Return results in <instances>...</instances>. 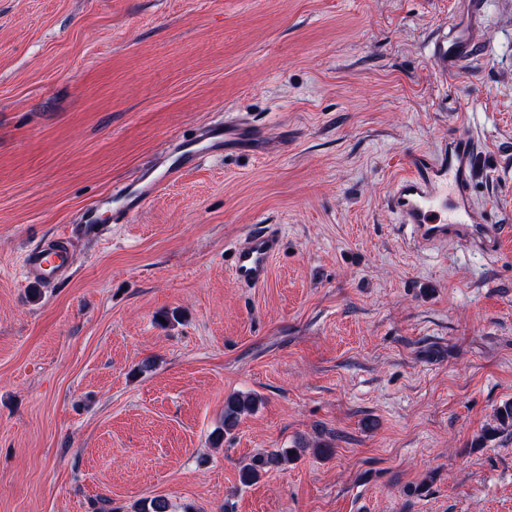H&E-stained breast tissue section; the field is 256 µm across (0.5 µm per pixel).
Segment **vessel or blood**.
I'll return each instance as SVG.
<instances>
[{
    "label": "vessel or blood",
    "mask_w": 512,
    "mask_h": 512,
    "mask_svg": "<svg viewBox=\"0 0 512 512\" xmlns=\"http://www.w3.org/2000/svg\"><path fill=\"white\" fill-rule=\"evenodd\" d=\"M470 22L451 24L431 45V61L440 74L461 71L482 53L479 28L475 22L483 0H467ZM250 123L230 118L200 127L193 140H170L159 159L143 167L122 185L121 199L112 210V220L125 222L140 211L157 193L205 157L224 153L228 143L252 135ZM480 142L474 130L464 128L429 152L411 157L405 172L396 178L387 199L399 228L407 238L424 246L455 242L463 246L480 244L495 248L501 238V225L491 223L486 207L476 203L474 160ZM279 250L277 233L266 225L249 230L234 252L232 278L241 285L258 286L266 282L270 261ZM28 279L45 281L67 277L72 255L61 237L37 242L23 259Z\"/></svg>",
    "instance_id": "vessel-or-blood-1"
}]
</instances>
